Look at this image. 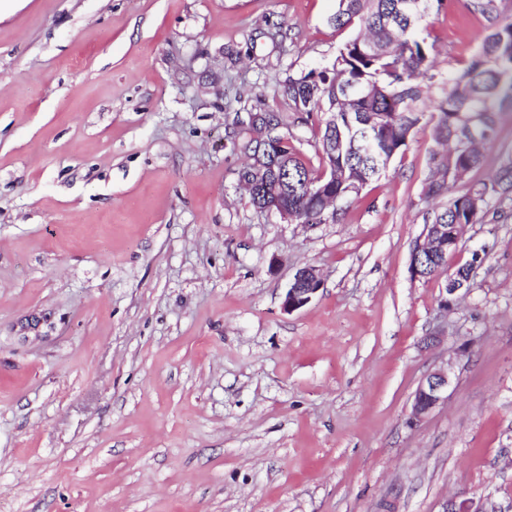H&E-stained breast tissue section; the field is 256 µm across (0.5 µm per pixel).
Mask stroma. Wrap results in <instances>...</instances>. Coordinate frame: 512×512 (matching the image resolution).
Segmentation results:
<instances>
[{
	"label": "stroma",
	"mask_w": 512,
	"mask_h": 512,
	"mask_svg": "<svg viewBox=\"0 0 512 512\" xmlns=\"http://www.w3.org/2000/svg\"><path fill=\"white\" fill-rule=\"evenodd\" d=\"M337 0H23L0 12V512H512V202L413 277L432 128L338 223L256 209L250 113L351 36ZM440 73L484 21L423 23ZM481 262H473L474 252ZM324 286L288 313L297 269ZM439 333L440 343L425 339ZM448 399L411 424L439 367Z\"/></svg>",
	"instance_id": "obj_1"
}]
</instances>
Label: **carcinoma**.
Instances as JSON below:
<instances>
[{"mask_svg": "<svg viewBox=\"0 0 512 512\" xmlns=\"http://www.w3.org/2000/svg\"><path fill=\"white\" fill-rule=\"evenodd\" d=\"M338 0L329 22L356 31L333 60L306 74L290 76L282 95L307 118H317L322 170L309 169L293 137L277 129L265 143L249 122L237 148L250 159L240 179L260 209L282 208L299 224L336 223L362 186L380 176L365 146L391 159L407 146L423 120L432 123L435 143L443 147L424 195L435 201L462 182L424 214L426 224H477L494 200H512V155L487 179L465 180L481 168L482 147L492 142L501 117L512 112V0H467L469 12L485 21L479 50L467 64L444 78L433 70L431 45L421 36L429 12L444 0ZM440 92L437 112L425 117L420 102L425 90ZM262 175H257V172ZM322 187L323 195L306 187Z\"/></svg>", "mask_w": 512, "mask_h": 512, "instance_id": "1", "label": "carcinoma"}]
</instances>
